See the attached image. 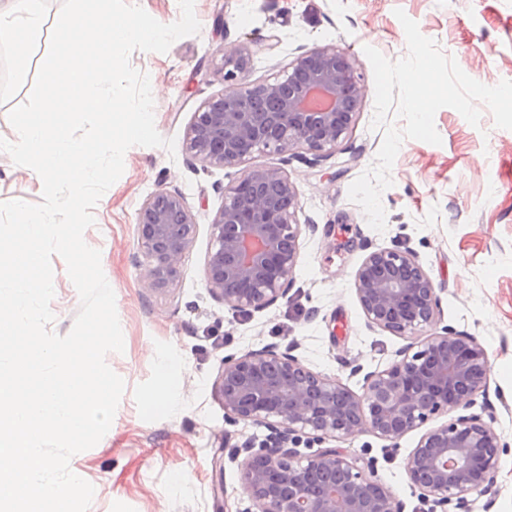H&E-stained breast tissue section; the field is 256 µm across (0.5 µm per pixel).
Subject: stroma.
Returning <instances> with one entry per match:
<instances>
[{
    "label": "stroma",
    "instance_id": "stroma-1",
    "mask_svg": "<svg viewBox=\"0 0 512 512\" xmlns=\"http://www.w3.org/2000/svg\"><path fill=\"white\" fill-rule=\"evenodd\" d=\"M416 21L473 79L496 85L512 80V0H195L197 34L164 53L134 51L130 63L150 78L154 120L174 151L134 146L122 176L93 209L84 233L99 250L115 294L124 350L106 362L125 383L113 423L92 448L74 455L71 467L98 487L89 512H251L234 452L245 439L260 442L265 427L232 423L216 386L228 356L269 344H296L310 370L361 391L364 373L387 368L408 338L370 326L355 290V274L370 252H413L441 299V315L426 334L449 326L472 336L490 362L489 387L473 407L459 404L442 421L476 412L492 417L507 448L496 485L473 494L471 512H512V131L497 128L489 109L479 126L456 110L435 115L441 144L405 140L381 196L386 229H372L350 201V185L375 161L384 137L372 128L375 85L364 48L390 60L407 53L395 9ZM276 47H269L270 36ZM248 44L249 78L275 76L303 50L331 45L348 52L363 78L355 121L332 157L313 162L300 149L254 154L245 165L203 167L185 149L193 113L206 98L230 90L217 73L219 47ZM49 47L41 36L31 50L29 78L17 81L18 58L0 46V139L16 142L10 110L25 103ZM286 174L299 198L300 257L287 298L242 315L215 298L204 277L210 224L224 202V187L246 168ZM159 190L183 195L197 222L195 241L172 291H155L136 235L137 213ZM22 196L38 203L35 173L0 151V202ZM53 332H70L79 295L60 257H53ZM170 364L177 405L147 411L146 397L161 385V361ZM419 432L396 448L364 431L342 442L350 457L376 459L378 475L405 512H428L409 482L404 461Z\"/></svg>",
    "mask_w": 512,
    "mask_h": 512
}]
</instances>
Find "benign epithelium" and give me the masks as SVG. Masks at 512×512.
<instances>
[{
    "mask_svg": "<svg viewBox=\"0 0 512 512\" xmlns=\"http://www.w3.org/2000/svg\"><path fill=\"white\" fill-rule=\"evenodd\" d=\"M246 47L223 51V80L238 90L205 99L185 134L186 150L206 167H234L256 152L305 149L322 161L354 122L363 90L353 57L334 46L313 47L273 80H248ZM299 199L288 177L252 168L224 186L210 224L205 279L214 297L243 315L287 297L298 262ZM138 245L152 287H177L197 224L183 196L160 191L138 211ZM364 315L373 326L414 336L440 314L436 288L409 251L369 253L355 274ZM276 345L224 358L217 386L224 414L269 430L260 448L239 446L242 486L256 512H404L378 476L374 459L359 463L336 448L304 455L299 445L346 440L362 431L398 441L488 389L490 364L472 336L451 327L410 343L381 371L364 375L356 393L315 373ZM506 444L479 414L424 429L405 459L410 483L431 512L466 509L467 495L496 484Z\"/></svg>",
    "mask_w": 512,
    "mask_h": 512,
    "instance_id": "7a95c632",
    "label": "benign epithelium"
}]
</instances>
